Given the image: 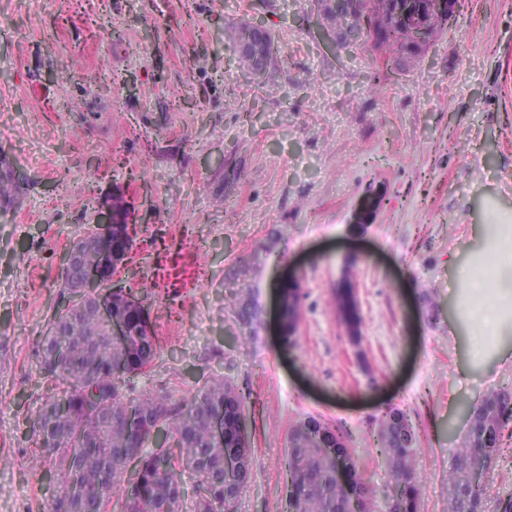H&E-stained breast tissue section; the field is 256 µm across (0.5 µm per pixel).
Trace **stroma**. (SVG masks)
I'll return each instance as SVG.
<instances>
[{
	"mask_svg": "<svg viewBox=\"0 0 512 512\" xmlns=\"http://www.w3.org/2000/svg\"><path fill=\"white\" fill-rule=\"evenodd\" d=\"M255 15L276 54L252 77L235 28ZM381 58L369 42L326 46L314 0H0V147L26 178L0 222V512H49L33 424L56 388L38 350L63 302V249L116 197L137 236L112 285L157 292L158 353L130 383L180 400L221 375L250 392L239 512H282L288 439L308 415L344 430L382 491L391 406L421 436L419 512H448L466 407L512 389V316L472 356L462 287L486 269L490 215L512 218V0H463L455 28L376 94ZM345 279L356 341L334 307ZM485 485L484 512H499L512 425ZM282 289L284 294V322L282 324V305H281V295L279 294V324L281 329L282 324V342L284 345L291 347L296 343V330H297V322H298V300L296 299V294L293 292L297 288V284L294 282L287 283ZM291 297V301H290Z\"/></svg>",
	"mask_w": 512,
	"mask_h": 512,
	"instance_id": "stroma-1",
	"label": "stroma"
}]
</instances>
